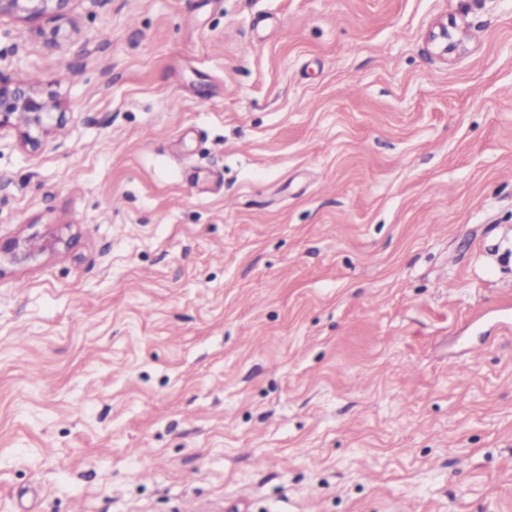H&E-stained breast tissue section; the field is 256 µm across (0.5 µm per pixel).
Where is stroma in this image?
Segmentation results:
<instances>
[{
	"mask_svg": "<svg viewBox=\"0 0 512 512\" xmlns=\"http://www.w3.org/2000/svg\"><path fill=\"white\" fill-rule=\"evenodd\" d=\"M23 80L0 512H512V0H70ZM458 26L454 22L442 21L429 33V40L443 54H451L461 44L457 37ZM58 108L55 92L39 85L25 81L0 84V132L16 129L21 143L32 151L41 146L43 138L63 125L65 112H54ZM34 236L16 238L5 247L0 246V276L5 266H24L37 259L48 246L55 247L57 238H53L52 245L34 241Z\"/></svg>",
	"mask_w": 512,
	"mask_h": 512,
	"instance_id": "35a3bbf8",
	"label": "stroma"
}]
</instances>
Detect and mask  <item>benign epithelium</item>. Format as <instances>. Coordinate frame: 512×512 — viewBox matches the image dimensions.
I'll return each instance as SVG.
<instances>
[{"mask_svg":"<svg viewBox=\"0 0 512 512\" xmlns=\"http://www.w3.org/2000/svg\"><path fill=\"white\" fill-rule=\"evenodd\" d=\"M70 0H0V14L12 13L34 18L47 12H60ZM458 26L442 21L429 33V40L443 54L454 52L461 44ZM53 91L20 81L13 85L0 84V131L13 128L20 141L37 150L43 138L64 123V113ZM47 249L34 237L16 238L0 246V275L6 266H23L37 259Z\"/></svg>","mask_w":512,"mask_h":512,"instance_id":"obj_1","label":"benign epithelium"}]
</instances>
